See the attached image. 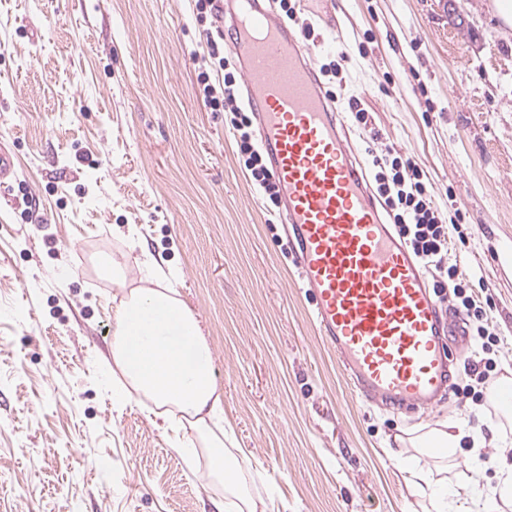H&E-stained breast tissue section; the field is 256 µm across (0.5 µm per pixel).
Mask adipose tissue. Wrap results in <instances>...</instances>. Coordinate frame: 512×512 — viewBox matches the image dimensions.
<instances>
[{
	"label": "adipose tissue",
	"instance_id": "ef3b65f1",
	"mask_svg": "<svg viewBox=\"0 0 512 512\" xmlns=\"http://www.w3.org/2000/svg\"><path fill=\"white\" fill-rule=\"evenodd\" d=\"M176 276L172 269L154 273L116 305L111 371L121 384L115 396L122 403L148 400L157 416L197 432L208 472L222 489L216 512H273L271 499L246 494L223 436L214 431L223 418V393L199 321L171 286Z\"/></svg>",
	"mask_w": 512,
	"mask_h": 512
}]
</instances>
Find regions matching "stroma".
<instances>
[{
    "instance_id": "1",
    "label": "stroma",
    "mask_w": 512,
    "mask_h": 512,
    "mask_svg": "<svg viewBox=\"0 0 512 512\" xmlns=\"http://www.w3.org/2000/svg\"><path fill=\"white\" fill-rule=\"evenodd\" d=\"M488 0H306L314 67L362 163L394 148L463 215L459 275L491 299L495 379H512V40ZM193 0H0V129L17 177L0 192V512H212L204 457L187 464L149 404L114 402L101 369L113 296L150 263L212 349L224 419L252 494L275 512H430L407 487L403 441L458 422L481 464L427 448L416 464L490 494L499 467L488 400L466 394L470 336L448 343L453 392L428 411L354 396L312 319L277 209L237 153L224 113L197 92L206 51ZM460 90L463 102L448 99ZM359 98L380 132L351 122Z\"/></svg>"
}]
</instances>
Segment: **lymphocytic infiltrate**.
<instances>
[{
    "mask_svg": "<svg viewBox=\"0 0 512 512\" xmlns=\"http://www.w3.org/2000/svg\"><path fill=\"white\" fill-rule=\"evenodd\" d=\"M206 70L197 75L203 104L214 112H226L235 131L238 153L254 184L267 204L279 206V189L271 179L265 156L257 145L253 121L237 101L242 75L231 55L225 54L214 36H207ZM372 177L376 192L383 199L388 214L405 246L421 267L432 276L436 297L452 292L456 310L464 320L469 336L482 353H492L499 337L485 304L469 281L458 275L454 263L451 229L459 228V217H444L426 183L424 171L412 157L394 149L373 155Z\"/></svg>",
    "mask_w": 512,
    "mask_h": 512,
    "instance_id": "f902f5d3",
    "label": "lymphocytic infiltrate"
}]
</instances>
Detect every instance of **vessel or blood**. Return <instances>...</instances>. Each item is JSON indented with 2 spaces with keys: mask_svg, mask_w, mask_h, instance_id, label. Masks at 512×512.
Returning a JSON list of instances; mask_svg holds the SVG:
<instances>
[{
  "mask_svg": "<svg viewBox=\"0 0 512 512\" xmlns=\"http://www.w3.org/2000/svg\"><path fill=\"white\" fill-rule=\"evenodd\" d=\"M229 51L243 63L261 148L320 336L354 392L427 409L451 381L447 329L419 263L388 224L302 36L238 0Z\"/></svg>",
  "mask_w": 512,
  "mask_h": 512,
  "instance_id": "obj_1",
  "label": "vessel or blood"
}]
</instances>
